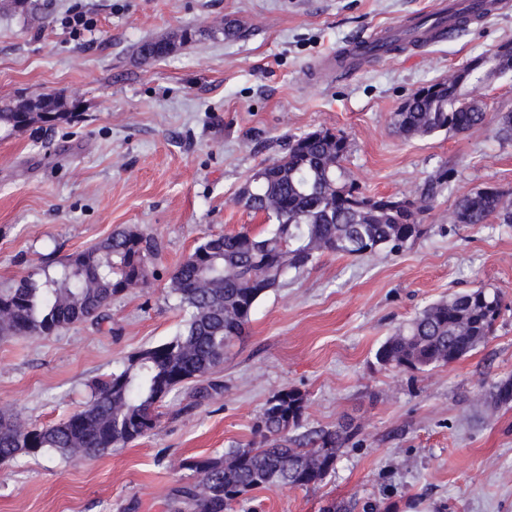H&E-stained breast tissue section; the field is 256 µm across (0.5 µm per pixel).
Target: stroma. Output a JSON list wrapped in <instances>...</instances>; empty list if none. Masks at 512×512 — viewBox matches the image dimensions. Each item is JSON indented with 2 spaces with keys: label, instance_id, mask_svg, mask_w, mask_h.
I'll return each instance as SVG.
<instances>
[{
  "label": "stroma",
  "instance_id": "1",
  "mask_svg": "<svg viewBox=\"0 0 512 512\" xmlns=\"http://www.w3.org/2000/svg\"><path fill=\"white\" fill-rule=\"evenodd\" d=\"M39 2L37 19L0 13V100L51 94L76 117L0 133V290L118 227L155 234L161 251L105 320L0 338V409L25 424L63 421L95 377L180 332L175 268L205 235L268 229L239 192L291 137L343 133V166L371 196H411L437 170L453 174L401 252L324 254L290 271L228 349L220 392L173 390L151 434L100 457L0 463V512H171L173 492L195 480L182 461L257 445L258 417L285 388L307 395L306 428L359 432L317 488L253 490L231 512H325L349 499L373 512H512V404H476L512 375V224L448 220L469 192L512 200V141L496 121L512 112V71L478 89L489 119L477 131L407 140L391 125L418 89L512 42V0L452 40L318 83L306 74L323 55L435 0H83L96 27L78 36L62 24L75 0ZM229 26L237 39L224 37ZM146 40L175 48L145 59ZM484 285L501 289L504 309L479 349L428 372L376 364L378 346L425 305Z\"/></svg>",
  "mask_w": 512,
  "mask_h": 512
}]
</instances>
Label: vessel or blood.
I'll return each mask as SVG.
<instances>
[{"label": "vessel or blood", "instance_id": "1", "mask_svg": "<svg viewBox=\"0 0 512 512\" xmlns=\"http://www.w3.org/2000/svg\"><path fill=\"white\" fill-rule=\"evenodd\" d=\"M484 0H439L433 11L434 22L428 27H418L416 20H407L345 44L336 55L320 59L310 77L320 79L323 75L348 70H357L366 62L383 60L393 55L395 49L416 43L428 46L452 39L457 30V19L470 16L478 19L489 17Z\"/></svg>", "mask_w": 512, "mask_h": 512}]
</instances>
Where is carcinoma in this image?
Returning <instances> with one entry per match:
<instances>
[{
  "mask_svg": "<svg viewBox=\"0 0 512 512\" xmlns=\"http://www.w3.org/2000/svg\"><path fill=\"white\" fill-rule=\"evenodd\" d=\"M482 60L471 79L509 67V60L493 50ZM464 85L436 82L417 90L393 113V128L407 139L480 129L487 112L466 97ZM24 116L9 104L0 106V130L42 122L39 117L26 122ZM348 150L347 137L329 129L289 139L285 153L257 169L242 195L244 206L264 214L272 227L258 234L242 229L207 236L172 275L169 293L185 313L181 332L134 353L121 371L97 379L84 409L57 424L29 427L1 410L0 462L20 453L95 458L149 434L159 422L158 404L175 387L196 382L201 397L221 389L212 375L224 364V353L246 334L258 301L280 286L289 271L325 253L399 252L415 241L423 232L420 214L451 171H437L412 199L377 204L345 179L341 162ZM448 219L512 224V206L497 191H476L460 197ZM159 250L152 235L117 229L69 256L61 268L20 279L0 291V338L51 335L102 317L113 297L146 282ZM502 307V292L485 287L430 303L380 345L375 360L384 370L425 372L449 365L488 341ZM489 399L496 406L511 403L512 378L495 382ZM307 405L306 394L282 389L267 400L259 417L258 446L227 448L220 456L184 462L197 481L177 490L175 512H181L182 501L193 512H225L254 489L321 483L357 430L348 422L306 430Z\"/></svg>",
  "mask_w": 512,
  "mask_h": 512,
  "instance_id": "obj_1",
  "label": "carcinoma"
}]
</instances>
